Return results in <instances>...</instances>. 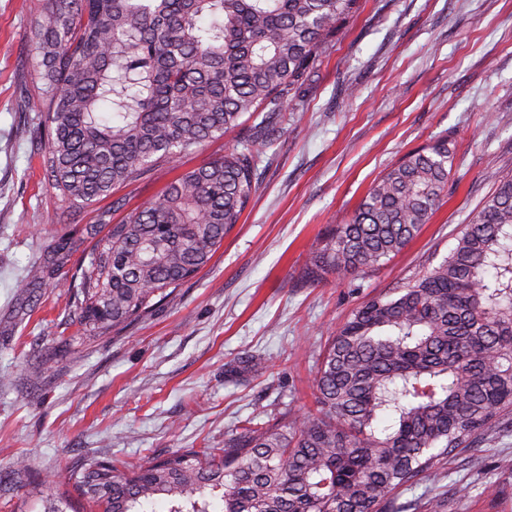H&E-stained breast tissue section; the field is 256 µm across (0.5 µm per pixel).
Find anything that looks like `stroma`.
Returning a JSON list of instances; mask_svg holds the SVG:
<instances>
[{
    "mask_svg": "<svg viewBox=\"0 0 512 512\" xmlns=\"http://www.w3.org/2000/svg\"><path fill=\"white\" fill-rule=\"evenodd\" d=\"M34 33L22 0H0V512H43L33 484L66 487L100 457L135 463L223 446L244 420L313 406L318 354L368 297L447 255L463 224L512 172V0H363L360 14L268 124L257 192L209 265L142 320L86 339L59 289L34 304L15 285L61 232L86 260L94 212L60 206L36 137ZM446 138L448 189L419 236L379 270L317 282L305 270L334 225L409 151ZM176 175L161 168L118 191L121 220ZM264 371L233 375L243 358ZM29 459V482L15 462ZM467 488L458 497L457 488ZM443 512H512V433L426 474L408 500Z\"/></svg>",
    "mask_w": 512,
    "mask_h": 512,
    "instance_id": "1",
    "label": "stroma"
}]
</instances>
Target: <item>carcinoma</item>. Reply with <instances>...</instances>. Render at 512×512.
Masks as SVG:
<instances>
[{"label": "carcinoma", "mask_w": 512, "mask_h": 512, "mask_svg": "<svg viewBox=\"0 0 512 512\" xmlns=\"http://www.w3.org/2000/svg\"><path fill=\"white\" fill-rule=\"evenodd\" d=\"M362 0H43L27 11L44 112L43 165L62 206L93 208L176 165L288 92L360 13ZM264 126L243 149L182 170L126 219L97 210L89 260L63 270L72 238L21 281L31 297L68 285L84 334L146 315L207 267L257 190ZM446 139L405 154L336 225L306 266L340 280L375 271L427 223L448 186ZM313 412L244 421L224 447L137 465L96 459L44 512H410L399 502L431 470L512 431V173L437 263L356 307L333 331Z\"/></svg>", "instance_id": "carcinoma-1"}]
</instances>
